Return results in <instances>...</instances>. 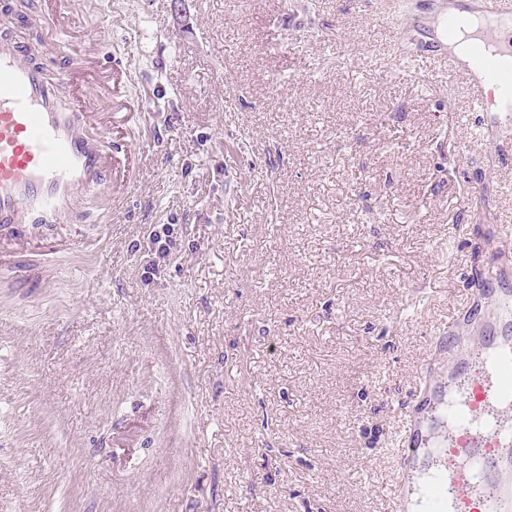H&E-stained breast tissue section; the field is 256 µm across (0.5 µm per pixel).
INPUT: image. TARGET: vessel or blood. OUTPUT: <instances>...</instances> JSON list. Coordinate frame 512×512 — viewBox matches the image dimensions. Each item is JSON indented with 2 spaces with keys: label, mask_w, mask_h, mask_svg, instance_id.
Instances as JSON below:
<instances>
[{
  "label": "vessel or blood",
  "mask_w": 512,
  "mask_h": 512,
  "mask_svg": "<svg viewBox=\"0 0 512 512\" xmlns=\"http://www.w3.org/2000/svg\"><path fill=\"white\" fill-rule=\"evenodd\" d=\"M478 14L512 20V0H478ZM484 51L464 75L470 109L491 115L512 147V35L481 36ZM120 64L70 58L48 79L26 60L24 43L0 40V230L44 236L60 224H94L86 200L112 188V144L92 141L79 84L117 87ZM497 267L471 268L477 296L491 299L480 336L465 352L447 395L427 417L406 411L398 473L418 470L423 512H512V290L492 287Z\"/></svg>",
  "instance_id": "vessel-or-blood-1"
}]
</instances>
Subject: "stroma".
Segmentation results:
<instances>
[{
    "mask_svg": "<svg viewBox=\"0 0 512 512\" xmlns=\"http://www.w3.org/2000/svg\"><path fill=\"white\" fill-rule=\"evenodd\" d=\"M435 2L67 0L146 149L99 244L9 246L54 278L0 284V512H386L416 373L472 333L471 262L512 265V153L473 138L462 76L414 68ZM40 5L0 38L52 73ZM149 242L156 246L155 255L158 260L149 263L150 273L152 276L156 275L161 263H166L171 250L174 248L175 240L173 239V228L170 224H153L149 226L148 234L146 237Z\"/></svg>",
    "mask_w": 512,
    "mask_h": 512,
    "instance_id": "obj_1",
    "label": "stroma"
}]
</instances>
